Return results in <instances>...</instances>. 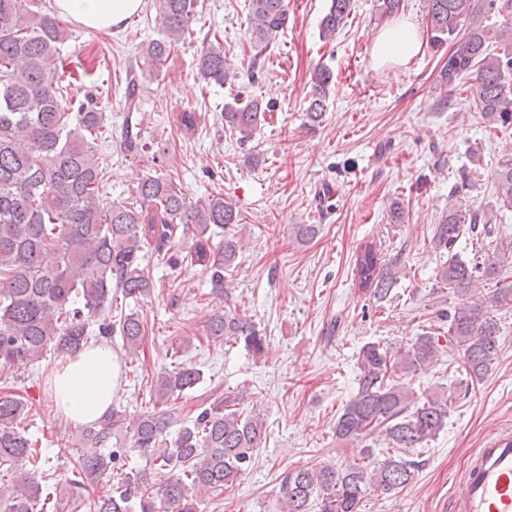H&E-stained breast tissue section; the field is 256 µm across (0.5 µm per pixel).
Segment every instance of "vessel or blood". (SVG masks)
Returning a JSON list of instances; mask_svg holds the SVG:
<instances>
[{
  "label": "vessel or blood",
  "instance_id": "vessel-or-blood-1",
  "mask_svg": "<svg viewBox=\"0 0 512 512\" xmlns=\"http://www.w3.org/2000/svg\"><path fill=\"white\" fill-rule=\"evenodd\" d=\"M456 512H512V434L476 449L456 490Z\"/></svg>",
  "mask_w": 512,
  "mask_h": 512
}]
</instances>
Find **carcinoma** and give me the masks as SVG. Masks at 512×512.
<instances>
[{"instance_id": "1", "label": "carcinoma", "mask_w": 512, "mask_h": 512, "mask_svg": "<svg viewBox=\"0 0 512 512\" xmlns=\"http://www.w3.org/2000/svg\"><path fill=\"white\" fill-rule=\"evenodd\" d=\"M430 44L448 47L440 70V86L456 87L473 77V94L489 123L512 126V26L492 30L475 24L484 9L512 12V0H426ZM197 0H155L158 37L141 49L143 65L156 71L174 46L184 39L195 17ZM251 36L264 43L288 24V0H249ZM351 12V0H330L320 22L322 37L331 39ZM69 35L57 15L34 10L28 0H0V365L32 362L46 348L70 355L92 339L88 318L101 315L98 332L119 334L123 346L138 349L147 324L138 312L112 314L119 300L138 302L153 292L145 261L152 253L173 268L180 263L175 247L186 228L195 225V240L185 258L209 276L213 293H226L224 270L233 266L242 241L224 234L211 242L217 229L241 223L236 205L214 196L190 202L169 175L148 174L136 194L139 203H105L101 190L95 141L104 127L103 113L91 101H73L63 91L65 60L60 46ZM496 50H491V44ZM201 77L218 85L229 76L220 45L202 48ZM332 73L323 67L311 76L307 117L319 121L326 112ZM120 146L127 156L149 152L142 137L139 83L131 77L124 96ZM268 107L257 100L244 106L227 104L224 122L248 139ZM183 135L194 134L198 117L191 111L175 115ZM498 190L502 207L512 204V152L498 160ZM491 214L448 207L434 227L431 248L448 254L437 272L442 287L461 297L448 321V344L460 356L461 370L473 385L487 377L500 353L497 311L512 309V241L495 245L492 257L466 261L454 253L462 237L478 224H491ZM299 243L319 233L317 224H294ZM359 289L378 301L396 284L390 263L382 260L374 241H367L354 260ZM496 280L487 295L471 294L475 279ZM207 332L214 338L233 337L255 354L266 348V337L255 324L232 312L213 315ZM439 337L416 336L408 346L393 348L379 342L364 344L357 358V390L336 416L334 432L342 442H363L380 432L390 451L382 459L372 451L344 465L320 462L288 472L279 484L277 512H360L366 492L402 490L415 479L418 465L399 454L403 448H424L448 425L452 396L433 393L418 397L396 375H416L439 357ZM201 369L171 354V369L154 382L156 404L147 412L125 447L119 437L124 413L114 409L84 429L82 447L71 476L55 492V512L80 506L88 484L112 470V492L98 497L94 512H199L201 499L219 494L251 468L254 454L266 439L264 417L241 407L246 390L226 393L200 408L191 423L167 437L172 415L164 405L194 389ZM27 401L0 395V465L17 468L38 456L22 424ZM145 458L155 470L171 476L160 487L127 466L129 454ZM50 500L30 471L14 475L0 493V512H42Z\"/></svg>"}]
</instances>
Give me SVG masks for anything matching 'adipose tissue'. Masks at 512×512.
<instances>
[{
    "mask_svg": "<svg viewBox=\"0 0 512 512\" xmlns=\"http://www.w3.org/2000/svg\"><path fill=\"white\" fill-rule=\"evenodd\" d=\"M59 12L85 26L108 30L143 6V0H56ZM422 46L420 33L411 22L383 29L374 41L380 63H406ZM112 348L102 342L71 356L53 378L55 403L73 423L83 424L106 416L115 387Z\"/></svg>",
    "mask_w": 512,
    "mask_h": 512,
    "instance_id": "ef3b65f1",
    "label": "adipose tissue"
}]
</instances>
